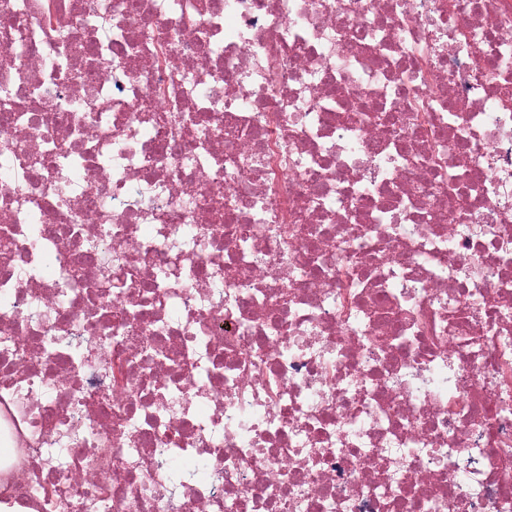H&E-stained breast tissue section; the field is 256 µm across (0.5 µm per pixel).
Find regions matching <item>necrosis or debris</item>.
Masks as SVG:
<instances>
[{"label": "necrosis or debris", "mask_w": 512, "mask_h": 512, "mask_svg": "<svg viewBox=\"0 0 512 512\" xmlns=\"http://www.w3.org/2000/svg\"><path fill=\"white\" fill-rule=\"evenodd\" d=\"M104 487L512 512V0H0V512ZM171 470L176 483L187 476L206 479L210 475L209 465L204 460H175L171 463Z\"/></svg>", "instance_id": "4bbe7bcc"}]
</instances>
